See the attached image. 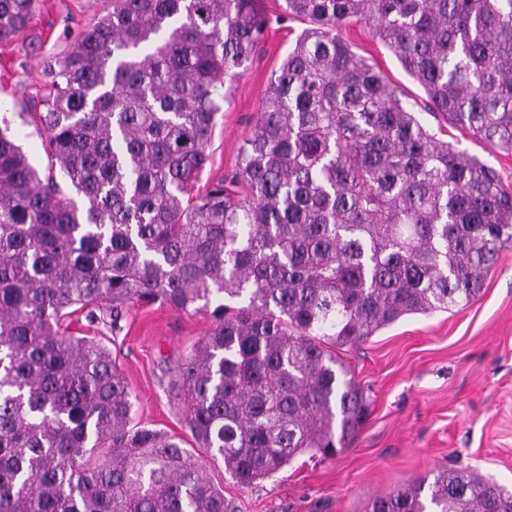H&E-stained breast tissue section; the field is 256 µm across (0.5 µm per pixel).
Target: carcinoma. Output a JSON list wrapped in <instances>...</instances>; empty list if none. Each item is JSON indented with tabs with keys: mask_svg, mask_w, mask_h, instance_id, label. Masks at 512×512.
<instances>
[{
	"mask_svg": "<svg viewBox=\"0 0 512 512\" xmlns=\"http://www.w3.org/2000/svg\"><path fill=\"white\" fill-rule=\"evenodd\" d=\"M257 0H112L45 69L39 120L78 206L0 129V512H230L195 452L135 424L111 353L68 333L139 303L212 310L180 372L200 447L249 487L333 458L370 403L327 346L470 303L512 243V189L438 136L338 29L369 24L453 128L512 150V0H284L310 23L235 169L202 195ZM34 0H0V43ZM367 512H512L448 469Z\"/></svg>",
	"mask_w": 512,
	"mask_h": 512,
	"instance_id": "carcinoma-1",
	"label": "carcinoma"
}]
</instances>
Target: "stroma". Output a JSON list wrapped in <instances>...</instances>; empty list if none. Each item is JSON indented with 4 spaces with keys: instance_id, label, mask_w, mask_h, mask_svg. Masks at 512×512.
Listing matches in <instances>:
<instances>
[{
    "instance_id": "obj_1",
    "label": "stroma",
    "mask_w": 512,
    "mask_h": 512,
    "mask_svg": "<svg viewBox=\"0 0 512 512\" xmlns=\"http://www.w3.org/2000/svg\"><path fill=\"white\" fill-rule=\"evenodd\" d=\"M284 0H259L267 27L247 71L212 131L209 159L195 192L229 174L255 124L270 78L306 23L283 10ZM112 0H36L27 28L0 44V121L7 122L40 177H56L47 135L37 116L44 69L84 29L110 11ZM354 51L380 71L431 129L491 165L512 187V151L506 152L446 126L431 114L423 88L368 25L340 29ZM210 313L183 312L155 303L134 305L118 326L79 321L76 333L108 348L137 397L135 420L179 436L195 449L210 481L236 512H366L374 497L400 483L469 468L512 488V244L488 275L480 296L447 312L412 314L367 342L338 348L370 403L369 416L336 457L298 456L272 477L239 486L221 456L200 448L186 420L177 383L180 364L210 331Z\"/></svg>"
}]
</instances>
